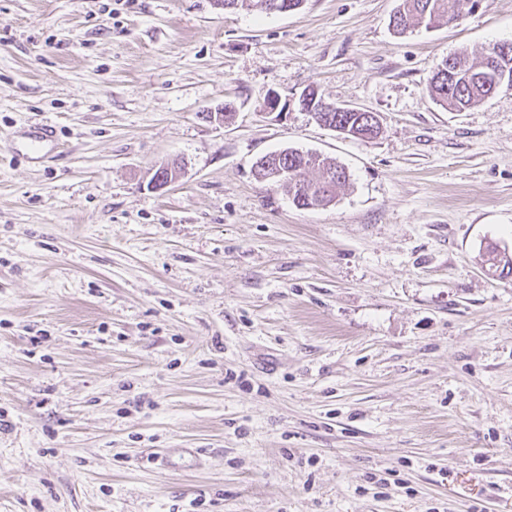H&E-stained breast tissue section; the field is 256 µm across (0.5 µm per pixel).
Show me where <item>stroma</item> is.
<instances>
[{"label": "stroma", "instance_id": "obj_1", "mask_svg": "<svg viewBox=\"0 0 512 512\" xmlns=\"http://www.w3.org/2000/svg\"><path fill=\"white\" fill-rule=\"evenodd\" d=\"M398 5L0 0V512H512V90H427L512 0L403 37ZM286 148L335 203L256 178ZM359 112H349L342 110H335L334 112H319L324 113L326 117V123L330 121L331 124L341 127L347 132L342 133L346 136H351L361 140H370L377 137L380 133V125L376 127L374 124L368 125V121L363 118L366 114V110L354 107ZM325 123V126H327ZM375 128V129H374ZM268 158V161L276 163L278 161L288 171L280 168H274L267 178L278 179L285 176L274 183L279 184L288 189V195L292 197L295 204L302 207H320L327 206L336 199V191L349 181V174L345 167L337 165L334 161L320 159L318 156L302 152L295 149H285L273 152L262 157L260 160ZM260 160L255 164V174L258 178L266 180L267 173L260 164ZM316 171L317 175L312 179L306 178L308 171ZM312 189V201L301 202L297 198L298 186Z\"/></svg>", "mask_w": 512, "mask_h": 512}]
</instances>
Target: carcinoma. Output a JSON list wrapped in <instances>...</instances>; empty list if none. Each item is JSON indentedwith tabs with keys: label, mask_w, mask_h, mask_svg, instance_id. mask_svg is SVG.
<instances>
[{
	"label": "carcinoma",
	"mask_w": 512,
	"mask_h": 512,
	"mask_svg": "<svg viewBox=\"0 0 512 512\" xmlns=\"http://www.w3.org/2000/svg\"><path fill=\"white\" fill-rule=\"evenodd\" d=\"M250 5L261 13H269L276 5H301L302 0H249ZM460 0H401L390 23L393 32L402 35L408 30L423 26L435 28L460 16ZM459 68L447 71L448 59L437 65L429 83L431 97L443 108L461 112L485 101L498 90L512 89V65L505 81L494 85L497 69H489L490 55L473 59L465 51L453 55ZM490 70L489 83L474 80V75ZM326 120L345 130V135L361 140L377 137L380 127L368 124L362 112L336 110L325 113ZM288 169V176L277 184L288 189L295 204L302 207L327 206L336 199V191L349 181L345 167L327 159L295 149H285L266 155Z\"/></svg>",
	"instance_id": "1"
}]
</instances>
